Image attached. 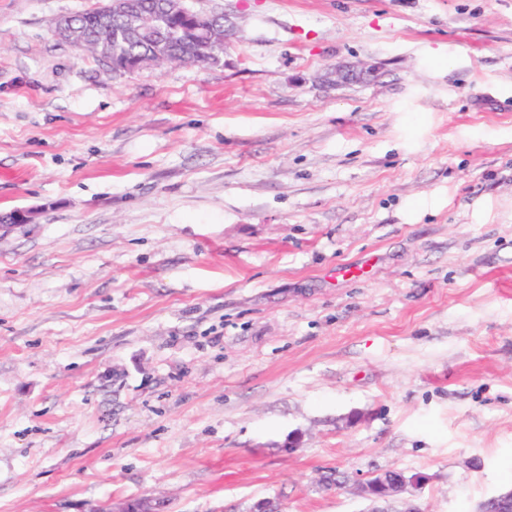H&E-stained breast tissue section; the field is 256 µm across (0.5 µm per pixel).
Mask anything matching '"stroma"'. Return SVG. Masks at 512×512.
I'll use <instances>...</instances> for the list:
<instances>
[{"mask_svg":"<svg viewBox=\"0 0 512 512\" xmlns=\"http://www.w3.org/2000/svg\"><path fill=\"white\" fill-rule=\"evenodd\" d=\"M104 2L0 0V512L512 489V0H198L131 73L51 32ZM391 470L376 474L359 484V493L362 497L375 505L370 512H421L414 503V498L426 484L424 475L405 476L402 473L393 475ZM392 501H400L401 510H391L382 505H389Z\"/></svg>","mask_w":512,"mask_h":512,"instance_id":"35a3bbf8","label":"stroma"}]
</instances>
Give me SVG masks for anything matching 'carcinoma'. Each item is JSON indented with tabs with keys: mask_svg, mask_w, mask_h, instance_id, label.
I'll use <instances>...</instances> for the list:
<instances>
[{
	"mask_svg": "<svg viewBox=\"0 0 512 512\" xmlns=\"http://www.w3.org/2000/svg\"><path fill=\"white\" fill-rule=\"evenodd\" d=\"M199 23L214 33L221 47L224 38L231 36L230 31L224 30L222 13L206 14L199 18ZM180 26V19L171 16L162 23L157 39L150 42L124 40L121 37L124 28L122 4L117 0H106L96 9L75 15L76 34L71 44L114 70L120 69L123 61L130 57L144 60L150 66L171 62L214 64L219 61V50L184 37Z\"/></svg>",
	"mask_w": 512,
	"mask_h": 512,
	"instance_id": "cac0c4a2",
	"label": "carcinoma"
}]
</instances>
